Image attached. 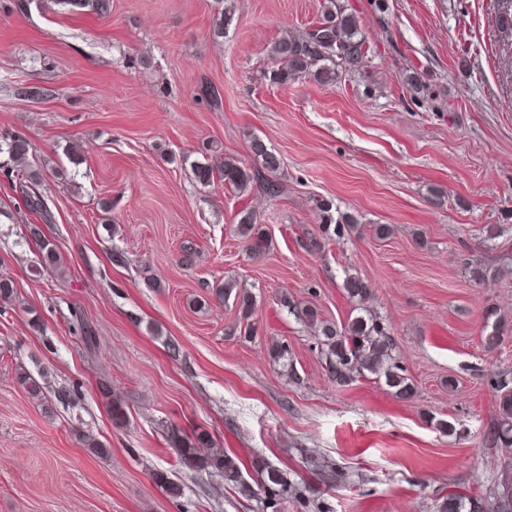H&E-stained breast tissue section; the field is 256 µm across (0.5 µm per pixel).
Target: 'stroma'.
Returning a JSON list of instances; mask_svg holds the SVG:
<instances>
[{
  "mask_svg": "<svg viewBox=\"0 0 512 512\" xmlns=\"http://www.w3.org/2000/svg\"><path fill=\"white\" fill-rule=\"evenodd\" d=\"M338 2L367 52L322 86L267 76L270 45L313 26L322 0H237L217 41L214 0H110L104 15L0 0V132L29 141L52 215L42 223L0 173V276L15 287L0 300V512H262L215 471L179 464L175 432L247 467L266 459L333 512H436L490 485L491 375L512 370V63L495 2ZM412 72L433 108L412 101ZM29 86L46 93L24 97ZM255 137L282 160L279 196L194 180L195 161L254 166ZM321 199L358 224L312 253ZM243 210L259 214L265 252L238 235ZM37 223L58 269L39 264ZM476 266L490 277L475 281ZM349 272L371 285L411 399L326 374L300 311L344 325ZM228 278L251 314L212 296ZM491 309L504 341L489 353Z\"/></svg>",
  "mask_w": 512,
  "mask_h": 512,
  "instance_id": "1",
  "label": "stroma"
}]
</instances>
